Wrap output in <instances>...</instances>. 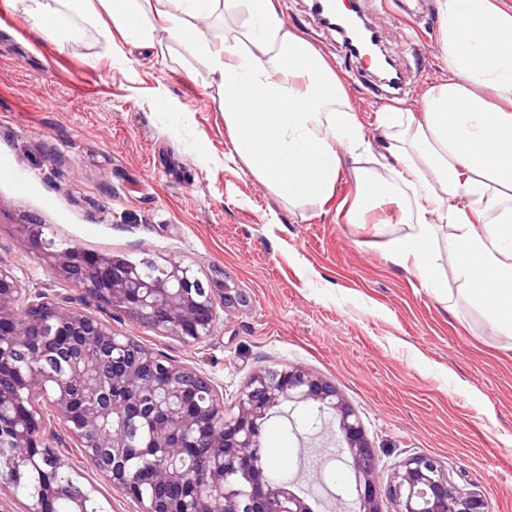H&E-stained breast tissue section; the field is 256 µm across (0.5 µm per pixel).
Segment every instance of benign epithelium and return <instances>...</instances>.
Returning <instances> with one entry per match:
<instances>
[{"label": "benign epithelium", "mask_w": 512, "mask_h": 512, "mask_svg": "<svg viewBox=\"0 0 512 512\" xmlns=\"http://www.w3.org/2000/svg\"><path fill=\"white\" fill-rule=\"evenodd\" d=\"M63 280L113 311L185 343L211 336L216 320L212 288L178 262L148 280L140 267L112 254L76 247L47 252ZM43 337L40 362L11 392L0 389V409L15 411L0 438L15 445L16 466L1 485L22 478L40 459L47 478L27 512L69 494L49 475L60 466L81 476L92 465L105 483L138 506L137 512H313L306 500L265 473L260 425L283 404H313L336 417L341 453L356 479L354 512H381L373 451L350 405L334 384L298 366L253 374L241 389L237 412L211 381L121 338L112 323L81 308L21 286L0 266V365L26 355L31 337ZM154 424L141 465L128 466L129 430ZM60 423L81 459L48 443ZM399 512H489L487 502L459 484L441 462L414 456L402 462L385 488Z\"/></svg>", "instance_id": "1"}]
</instances>
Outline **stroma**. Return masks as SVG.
Returning a JSON list of instances; mask_svg holds the SVG:
<instances>
[{
	"label": "stroma",
	"mask_w": 512,
	"mask_h": 512,
	"mask_svg": "<svg viewBox=\"0 0 512 512\" xmlns=\"http://www.w3.org/2000/svg\"><path fill=\"white\" fill-rule=\"evenodd\" d=\"M283 16L334 66L343 54L309 0H280ZM366 18L398 47L411 82L394 104L418 110L447 79L434 0H394ZM35 20L0 0V266L23 286L85 308L157 356L211 380L225 415L257 371L299 366L336 384L373 448L379 482L405 459H438L482 495L490 512H512V335L465 300L453 250L456 229L433 243L444 294L389 257L375 221L398 234L386 205L370 224L336 215L355 189L344 168L332 201L292 207L226 162L231 141L221 91L204 63L166 33L152 48L112 59L109 18L84 19L82 37L38 43ZM347 92L373 152L385 144L371 75L347 73ZM43 239L130 261H178L211 285L217 324L187 344L129 319L62 280L45 250L25 248L29 225ZM316 408L272 410L265 455L289 459L286 479L313 512H351L354 474L339 455L330 415L314 443Z\"/></svg>",
	"instance_id": "35a3bbf8"
}]
</instances>
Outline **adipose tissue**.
Here are the masks:
<instances>
[{
  "label": "adipose tissue",
  "mask_w": 512,
  "mask_h": 512,
  "mask_svg": "<svg viewBox=\"0 0 512 512\" xmlns=\"http://www.w3.org/2000/svg\"><path fill=\"white\" fill-rule=\"evenodd\" d=\"M43 43H56L71 17L106 13L119 42L154 44L164 31L204 59L222 87L230 162L271 187L288 205L332 199L345 161L356 191L349 224L396 205L403 233L385 245L393 262L412 265L424 286L441 291L430 246L440 225L458 230L454 248L466 300L499 332L512 335V7L502 0H435L446 82L429 87L419 111L378 113L384 153L374 154L344 77L290 28L279 0H22ZM223 14L233 27L213 41L197 18Z\"/></svg>",
  "instance_id": "ef3b65f1"
}]
</instances>
